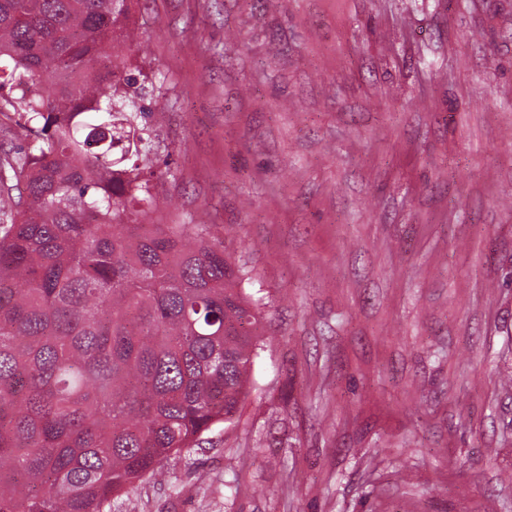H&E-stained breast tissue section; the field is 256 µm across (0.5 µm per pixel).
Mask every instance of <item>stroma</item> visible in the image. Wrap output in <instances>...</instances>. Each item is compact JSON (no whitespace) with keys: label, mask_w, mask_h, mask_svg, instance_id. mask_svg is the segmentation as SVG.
<instances>
[{"label":"stroma","mask_w":512,"mask_h":512,"mask_svg":"<svg viewBox=\"0 0 512 512\" xmlns=\"http://www.w3.org/2000/svg\"><path fill=\"white\" fill-rule=\"evenodd\" d=\"M182 220L254 274L234 421L120 512H512V0H149Z\"/></svg>","instance_id":"stroma-1"}]
</instances>
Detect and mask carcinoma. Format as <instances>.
<instances>
[{
  "label": "carcinoma",
  "mask_w": 512,
  "mask_h": 512,
  "mask_svg": "<svg viewBox=\"0 0 512 512\" xmlns=\"http://www.w3.org/2000/svg\"><path fill=\"white\" fill-rule=\"evenodd\" d=\"M139 0H0V512H112L231 422L260 303L171 221Z\"/></svg>",
  "instance_id": "cac0c4a2"
}]
</instances>
